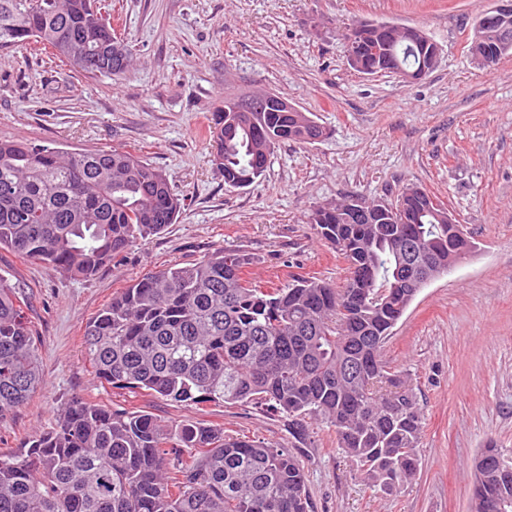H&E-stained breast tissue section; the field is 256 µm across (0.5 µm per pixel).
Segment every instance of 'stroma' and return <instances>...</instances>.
<instances>
[{"label":"stroma","mask_w":512,"mask_h":512,"mask_svg":"<svg viewBox=\"0 0 512 512\" xmlns=\"http://www.w3.org/2000/svg\"><path fill=\"white\" fill-rule=\"evenodd\" d=\"M496 3L105 0L136 47L125 75L92 77L26 48L0 52V141L132 150L185 200L176 224L90 280L0 250V277L28 299L43 377L0 422V453L50 430L79 395L269 443L303 465L314 512H469L481 448L492 440L512 453V57L487 72L468 53L477 14ZM364 20L424 31L439 47L435 69L412 83L356 73L344 35ZM265 90L326 134L281 142L260 178L228 187L211 162L210 117L226 99ZM406 186L443 201L476 251L418 292L383 346L387 365L409 375L424 422L419 469L397 492L373 491L323 420L298 429L251 404L147 400L96 376L84 327L132 279L232 246L258 257L247 270L257 286L279 288L295 274L343 285L346 265L309 224L312 209L350 195L390 200Z\"/></svg>","instance_id":"obj_1"}]
</instances>
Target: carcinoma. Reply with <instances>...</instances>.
<instances>
[{
	"instance_id": "1",
	"label": "carcinoma",
	"mask_w": 512,
	"mask_h": 512,
	"mask_svg": "<svg viewBox=\"0 0 512 512\" xmlns=\"http://www.w3.org/2000/svg\"><path fill=\"white\" fill-rule=\"evenodd\" d=\"M473 25L469 52L505 58L512 40ZM118 38L97 0H0V51L28 47L89 75H113L101 50ZM434 44L409 48L403 32L355 50L362 67L397 74ZM296 112L213 113L212 163L237 188L267 167L265 145L303 143ZM181 199L168 176L121 148L69 152L0 141V249L71 279H90L129 247L176 222ZM317 234L348 270L344 287L300 276L262 290L246 269L257 257L231 248L150 271L85 327L99 379L114 389L184 405L261 403L298 421L320 417L371 485L394 492L417 472L423 417L407 378L382 359L391 329L417 288L400 287L403 244L415 266H448V225L414 212L410 224H346L316 206ZM18 288L0 278V420L41 384L37 335ZM489 441L475 461L469 512L512 499ZM0 512H312L292 455L202 423H171L140 407L72 398L50 430L0 454Z\"/></svg>"
}]
</instances>
